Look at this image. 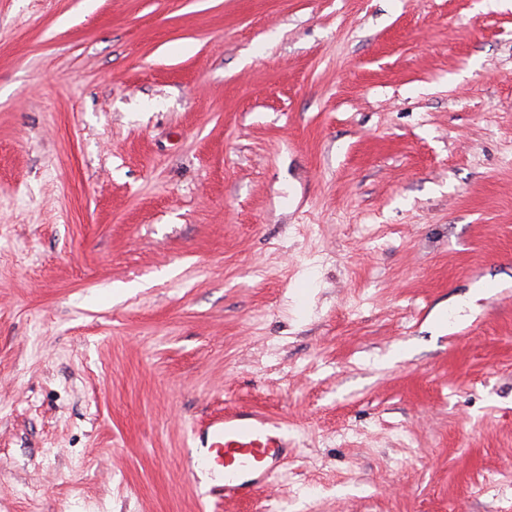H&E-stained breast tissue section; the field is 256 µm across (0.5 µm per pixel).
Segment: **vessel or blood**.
Returning a JSON list of instances; mask_svg holds the SVG:
<instances>
[{
    "label": "vessel or blood",
    "instance_id": "obj_1",
    "mask_svg": "<svg viewBox=\"0 0 512 512\" xmlns=\"http://www.w3.org/2000/svg\"><path fill=\"white\" fill-rule=\"evenodd\" d=\"M209 448L190 455L192 468L222 473L223 482L211 495L234 499L255 495L279 472L288 444L281 422L259 411L231 410L205 430Z\"/></svg>",
    "mask_w": 512,
    "mask_h": 512
}]
</instances>
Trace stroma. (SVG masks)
Instances as JSON below:
<instances>
[{"instance_id":"35a3bbf8","label":"stroma","mask_w":512,"mask_h":512,"mask_svg":"<svg viewBox=\"0 0 512 512\" xmlns=\"http://www.w3.org/2000/svg\"><path fill=\"white\" fill-rule=\"evenodd\" d=\"M0 512H512V0H0ZM283 423L259 411L231 410L205 430L209 448L190 455L192 469L224 471L222 485L209 494L224 499L255 495L279 472L282 448L288 445Z\"/></svg>"}]
</instances>
